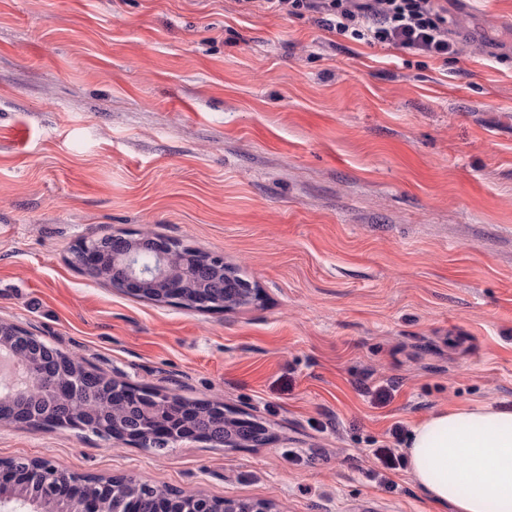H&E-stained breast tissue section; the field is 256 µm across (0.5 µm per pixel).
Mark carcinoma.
<instances>
[{
	"mask_svg": "<svg viewBox=\"0 0 512 512\" xmlns=\"http://www.w3.org/2000/svg\"><path fill=\"white\" fill-rule=\"evenodd\" d=\"M132 243L145 253L151 247L143 245L140 239L113 238L111 235L93 237L82 245L108 253L114 247ZM163 243L171 248V255L180 262L191 257L192 275L178 283V304L200 310H224L250 303L256 298L250 288H235L239 282L230 268L214 269L206 264L208 255L177 242L165 239ZM87 276L118 287L126 278L119 267L102 264L87 272ZM45 342L18 326L0 322V346L16 350L29 365L31 385L10 392H0V421L15 422L25 420L33 427L74 428L76 422L86 424L84 431L105 440H126L131 416L135 410L127 405L128 398L139 393L152 395L154 391L136 388L126 383H118L105 377L92 367L66 353L55 350V359L45 357ZM53 370L55 386L41 385L38 376L45 370ZM78 373L84 381V388L77 397L66 391L69 377ZM158 414L172 422L173 430L189 439L208 442L216 447L226 444L262 445L266 441L265 429L248 418L229 417L224 414V405L207 400L188 401L177 396L167 399L165 407ZM76 482H85L84 495L97 499L103 488L111 485L117 488L112 508L126 497L137 500L139 512H160L162 503L168 505L165 512H199L200 499L193 495H182L173 490L156 487L145 489L132 479L118 480L84 479L72 476ZM25 496L40 501L42 512H67L69 500L74 497L73 489L64 483L47 487L33 488ZM263 502H243L233 499H210L211 512H266Z\"/></svg>",
	"mask_w": 512,
	"mask_h": 512,
	"instance_id": "1",
	"label": "carcinoma"
}]
</instances>
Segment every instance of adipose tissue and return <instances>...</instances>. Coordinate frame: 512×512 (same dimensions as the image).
I'll return each instance as SVG.
<instances>
[{"label": "adipose tissue", "instance_id": "1", "mask_svg": "<svg viewBox=\"0 0 512 512\" xmlns=\"http://www.w3.org/2000/svg\"><path fill=\"white\" fill-rule=\"evenodd\" d=\"M408 472L452 512H512V410L471 404L433 412L406 443Z\"/></svg>", "mask_w": 512, "mask_h": 512}]
</instances>
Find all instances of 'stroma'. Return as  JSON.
I'll use <instances>...</instances> for the list:
<instances>
[{
    "instance_id": "1",
    "label": "stroma",
    "mask_w": 512,
    "mask_h": 512,
    "mask_svg": "<svg viewBox=\"0 0 512 512\" xmlns=\"http://www.w3.org/2000/svg\"><path fill=\"white\" fill-rule=\"evenodd\" d=\"M442 62L238 0H0V320L209 399L258 447L0 423V459L271 512H434L413 428L512 408V0H447ZM157 234L260 292L125 294L72 248Z\"/></svg>"
}]
</instances>
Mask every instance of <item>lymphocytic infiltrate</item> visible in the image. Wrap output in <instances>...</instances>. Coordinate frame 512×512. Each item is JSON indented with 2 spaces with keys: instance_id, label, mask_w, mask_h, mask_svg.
Returning <instances> with one entry per match:
<instances>
[{
  "instance_id": "f902f5d3",
  "label": "lymphocytic infiltrate",
  "mask_w": 512,
  "mask_h": 512,
  "mask_svg": "<svg viewBox=\"0 0 512 512\" xmlns=\"http://www.w3.org/2000/svg\"><path fill=\"white\" fill-rule=\"evenodd\" d=\"M268 10L305 19L371 47L433 60L456 58L458 41L439 0H263Z\"/></svg>"
}]
</instances>
